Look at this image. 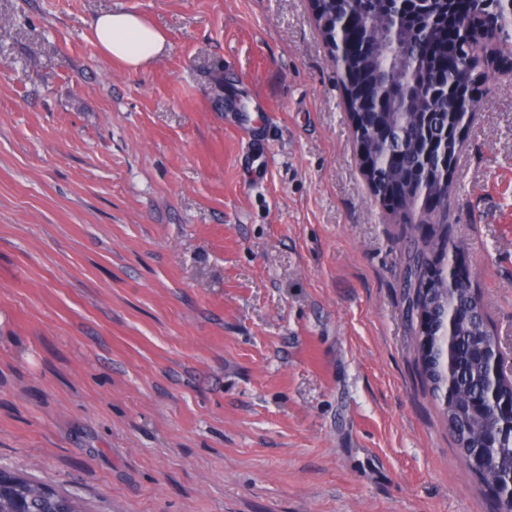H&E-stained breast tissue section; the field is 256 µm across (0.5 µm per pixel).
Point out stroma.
Returning <instances> with one entry per match:
<instances>
[{
	"label": "stroma",
	"mask_w": 512,
	"mask_h": 512,
	"mask_svg": "<svg viewBox=\"0 0 512 512\" xmlns=\"http://www.w3.org/2000/svg\"><path fill=\"white\" fill-rule=\"evenodd\" d=\"M165 47L133 70L92 23ZM224 80V100L212 94ZM274 104L263 183L235 113ZM448 222L512 378V84ZM310 0H0V468L85 512H498L420 374ZM94 43L102 54L137 69L159 55L164 36L139 16L128 12L104 13L93 26Z\"/></svg>",
	"instance_id": "obj_1"
}]
</instances>
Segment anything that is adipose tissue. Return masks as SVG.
I'll use <instances>...</instances> for the list:
<instances>
[{
    "label": "adipose tissue",
    "instance_id": "obj_1",
    "mask_svg": "<svg viewBox=\"0 0 512 512\" xmlns=\"http://www.w3.org/2000/svg\"><path fill=\"white\" fill-rule=\"evenodd\" d=\"M93 34L102 54L133 69L159 55L165 45V39L157 29L128 12L100 15L93 26Z\"/></svg>",
    "mask_w": 512,
    "mask_h": 512
}]
</instances>
